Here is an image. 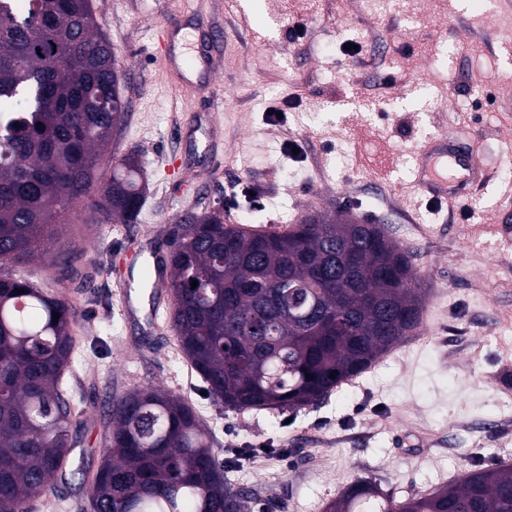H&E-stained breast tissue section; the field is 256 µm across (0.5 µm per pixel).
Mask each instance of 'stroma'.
Returning a JSON list of instances; mask_svg holds the SVG:
<instances>
[{"mask_svg":"<svg viewBox=\"0 0 512 512\" xmlns=\"http://www.w3.org/2000/svg\"><path fill=\"white\" fill-rule=\"evenodd\" d=\"M123 69L127 118L101 160L137 151L148 180L136 224L59 226L43 260L17 268L77 309L75 356L62 386L73 401L71 457L28 512H90L92 475L108 452L112 404L148 386L182 397L251 512H324L358 480L402 501L462 480L472 464L512 465V253L495 227L500 185L512 184V9L493 0H93ZM304 25L301 38L287 35ZM361 45L358 54L346 43ZM214 84L219 108L178 81ZM287 105V119L266 109ZM455 128L478 134L487 183L455 205L409 186L412 145ZM298 143L299 153L288 150ZM233 197L234 223L285 232L307 215L385 225L413 255L424 324L317 408L237 411L214 400L181 351L165 312L168 288L142 283L187 212ZM75 251L87 287L54 283ZM146 305L123 315V291Z\"/></svg>","mask_w":512,"mask_h":512,"instance_id":"1","label":"stroma"}]
</instances>
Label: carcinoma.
Here are the masks:
<instances>
[{"label":"carcinoma","mask_w":512,"mask_h":512,"mask_svg":"<svg viewBox=\"0 0 512 512\" xmlns=\"http://www.w3.org/2000/svg\"><path fill=\"white\" fill-rule=\"evenodd\" d=\"M119 71L91 0H0V265L46 254L56 219L80 206L96 224L140 220L146 175L136 154L112 158L90 195L126 118L112 105L123 96ZM77 265L60 261L58 280ZM156 267L180 348L212 397L235 410L315 407L423 321L411 254L382 225L341 213L284 233L226 224L221 208L185 215ZM74 325L64 299L0 273V512H28L70 465L61 449L77 438L60 381ZM109 443L91 512H249L180 397L152 387L120 397ZM327 512H512V465L472 469L402 502L356 483Z\"/></svg>","instance_id":"carcinoma-1"}]
</instances>
